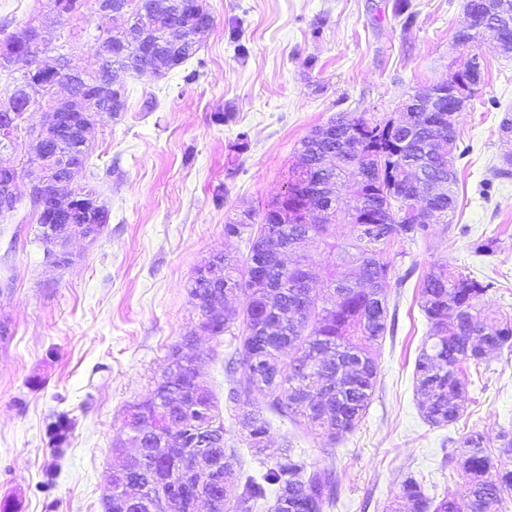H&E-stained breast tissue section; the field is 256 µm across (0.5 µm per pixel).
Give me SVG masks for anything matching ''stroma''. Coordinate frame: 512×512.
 I'll return each instance as SVG.
<instances>
[{"mask_svg":"<svg viewBox=\"0 0 512 512\" xmlns=\"http://www.w3.org/2000/svg\"><path fill=\"white\" fill-rule=\"evenodd\" d=\"M466 0H207L214 16L199 51L157 75L125 76L127 109L94 125L87 167L111 218L95 242L72 234V264H46L28 207L0 218V504L11 512H105L112 450L126 439L124 410L153 389L174 346L193 359L224 419L242 474L265 470L292 445L333 471L330 512H391L406 476L426 494L464 496L453 441L481 432L490 447L512 428V351L467 365L457 422L430 425L413 368L430 326L419 283L450 265L487 284L483 314L512 316V178L494 174L512 155L501 123L512 115V53L462 45ZM96 0L61 23L48 0H0V38L35 21L72 32L69 58L89 69L101 51ZM478 57L481 81L457 117L458 206L417 242H394L389 318L379 373L361 423L336 440L303 419L268 412L255 453L227 398L224 362L236 342L196 329L187 288L210 254L241 255L227 222L261 217L285 191L301 141L336 117L383 120L417 88L443 82ZM224 122H216L217 113ZM493 240L490 252L478 244ZM71 422L55 445L58 416Z\"/></svg>","mask_w":512,"mask_h":512,"instance_id":"1","label":"stroma"}]
</instances>
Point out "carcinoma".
I'll list each match as a JSON object with an SVG mask.
<instances>
[{
    "label": "carcinoma",
    "mask_w": 512,
    "mask_h": 512,
    "mask_svg": "<svg viewBox=\"0 0 512 512\" xmlns=\"http://www.w3.org/2000/svg\"><path fill=\"white\" fill-rule=\"evenodd\" d=\"M132 2L135 7L126 26L104 39L93 68L81 71L59 66L64 83L71 85L69 106L84 107L98 120L125 111L124 76L148 66L163 73L191 59L199 48L203 17L210 15L205 0H126L123 8ZM493 4L497 12L490 14L484 0H467L475 24L457 33L459 43L478 41V27L492 20L507 21L512 35V0H493ZM61 38L59 34L52 41L21 49L15 36H7L0 41V71L23 69L19 56L33 61L40 48ZM51 90L45 86L36 92L25 76L15 79L12 98L18 116L34 102L33 94L43 96ZM396 121L395 117L378 122L345 116L330 121L332 126L338 123L353 131L348 152L335 144L323 145L310 135L304 138L288 189L304 182L312 185L313 201L328 209L323 223H307L304 214L278 198L268 205L257 233L248 238L245 258L224 264L217 286H206L195 278L189 285L199 325L211 329V336L235 335V321L242 319L240 348L229 358L226 371L232 375L239 366L245 370L246 380L231 387L229 395L242 406L238 422L258 452L264 449L269 421L252 401L254 391L268 399V409L298 415L331 438L358 425L377 384L378 362L372 347L388 332L390 264L384 254L392 240L414 242L430 228L401 221L405 199L400 189L410 176L419 182L440 180L448 192L434 202L437 218L448 224L456 210L457 177L452 171L456 134L434 138L432 122L423 112L414 113L408 127H399ZM74 152L87 163L88 145L59 131L49 132L48 144L35 152L30 163L43 173L49 192L67 193L58 164ZM83 189L95 198L96 207L58 223L107 226L111 212L100 202L97 188L88 184ZM346 224L353 233L342 245L338 229ZM276 232L288 233L295 251L305 253L315 244L323 246L330 257L328 294L312 286L299 287L301 271L263 247ZM260 258L266 268L263 278L252 275L251 263ZM340 260L359 265L357 280L339 270ZM490 287L448 265L432 268L421 281L430 334L415 360L414 380L422 415L433 425L448 426L460 417L466 389L463 364L479 363L491 350L512 348V318L484 316L478 308ZM236 294L244 297L242 314L226 310L224 318L216 316L215 310L225 307L228 297ZM288 348L296 349V355L284 367L280 356ZM179 361L182 365L175 376L162 373L149 396L126 410L127 443L139 449V458L131 462L123 448L112 449L114 498L106 509L123 512L115 494L135 497L140 494L138 484L145 487V495L156 499L185 492V474L167 463L169 454L180 448L203 451L205 469L196 478L202 480L209 497L223 501V512H253L269 487L276 488L270 512H323L324 506L333 504V473L307 469L304 459L288 445L274 466L239 482L238 459L226 446L224 419L212 393L199 381L197 366L175 346L168 364ZM184 391L209 410L212 427H181L166 417L165 408L176 406ZM157 437L165 438L167 447H152ZM454 445L457 463L469 478L468 494L462 498L448 494L436 501L408 476L392 512H504L512 495V468L494 463L479 432L462 436Z\"/></svg>",
    "instance_id": "obj_1"
}]
</instances>
